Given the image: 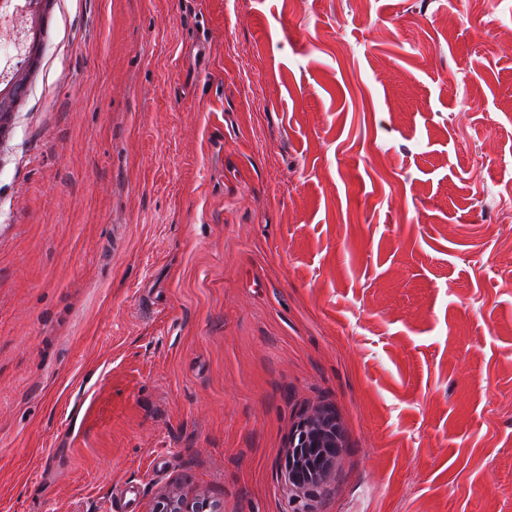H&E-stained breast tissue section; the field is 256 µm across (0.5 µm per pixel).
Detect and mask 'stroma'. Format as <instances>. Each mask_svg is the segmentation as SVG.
Returning a JSON list of instances; mask_svg holds the SVG:
<instances>
[{"instance_id": "1", "label": "stroma", "mask_w": 512, "mask_h": 512, "mask_svg": "<svg viewBox=\"0 0 512 512\" xmlns=\"http://www.w3.org/2000/svg\"><path fill=\"white\" fill-rule=\"evenodd\" d=\"M0 143V512H512V0H58ZM337 429L336 414L331 409L319 412L296 429L288 464L284 470L280 468L289 493L290 512H315L320 488L333 481L336 453L343 449L336 445ZM221 505L211 504L204 495H186L177 491H161L155 497L149 512H222Z\"/></svg>"}]
</instances>
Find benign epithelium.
<instances>
[{
  "label": "benign epithelium",
  "instance_id": "benign-epithelium-1",
  "mask_svg": "<svg viewBox=\"0 0 512 512\" xmlns=\"http://www.w3.org/2000/svg\"><path fill=\"white\" fill-rule=\"evenodd\" d=\"M336 414L325 409L295 431L297 443L280 477L289 493L290 512H315L314 502L320 488L334 479V461L342 449L336 445ZM149 512H223L222 506L211 504L204 495H186L177 491H161Z\"/></svg>",
  "mask_w": 512,
  "mask_h": 512
}]
</instances>
